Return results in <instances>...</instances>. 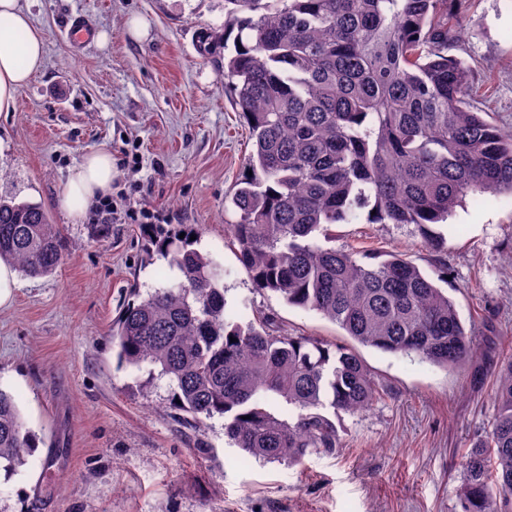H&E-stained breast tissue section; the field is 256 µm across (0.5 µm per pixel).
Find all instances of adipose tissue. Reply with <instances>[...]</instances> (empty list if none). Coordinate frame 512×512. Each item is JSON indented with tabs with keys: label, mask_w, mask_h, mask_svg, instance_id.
Here are the masks:
<instances>
[{
	"label": "adipose tissue",
	"mask_w": 512,
	"mask_h": 512,
	"mask_svg": "<svg viewBox=\"0 0 512 512\" xmlns=\"http://www.w3.org/2000/svg\"><path fill=\"white\" fill-rule=\"evenodd\" d=\"M44 41L21 0H0V112L15 109L16 97L43 66ZM114 163L109 150L91 151L70 169L54 203L75 222L112 190Z\"/></svg>",
	"instance_id": "obj_1"
}]
</instances>
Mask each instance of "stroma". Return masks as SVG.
Segmentation results:
<instances>
[{
    "label": "stroma",
    "mask_w": 512,
    "mask_h": 512,
    "mask_svg": "<svg viewBox=\"0 0 512 512\" xmlns=\"http://www.w3.org/2000/svg\"><path fill=\"white\" fill-rule=\"evenodd\" d=\"M44 38V65L0 114V195L41 205L58 224L64 261L48 277L20 276L0 308V388L39 439L26 465L0 476V512H458L462 456L494 413L497 348L512 344V195L467 199L444 230L449 296L474 322L477 350L460 370L357 346L385 395L342 416L341 446L303 463L242 459L224 420L183 424L168 378L121 368L111 329L131 289L170 281L141 261L139 224L71 223L53 200L69 170L111 151L118 214L148 210L192 226L224 269L226 309L246 322L275 317L286 332L350 345L335 323L255 289L228 232L252 149L224 69L199 54L202 31L223 32L224 0H22ZM468 38L455 55L473 71L487 120L512 130V0H467ZM96 40L77 47L69 16ZM149 23L147 37L129 30ZM139 162L128 165L124 151ZM337 246L395 251L428 275L437 256L411 225L339 224ZM51 459L50 470L41 462Z\"/></svg>",
    "instance_id": "1"
}]
</instances>
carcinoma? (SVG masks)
I'll list each match as a JSON object with an SVG mask.
<instances>
[{"instance_id": "1", "label": "carcinoma", "mask_w": 512, "mask_h": 512, "mask_svg": "<svg viewBox=\"0 0 512 512\" xmlns=\"http://www.w3.org/2000/svg\"><path fill=\"white\" fill-rule=\"evenodd\" d=\"M224 84L249 125L252 174L232 196L237 257L254 287L315 311L360 345L460 369L475 339L448 291L398 254L360 256L327 245L331 228L412 224L434 252L468 196L512 193V130L471 104L465 0H227ZM148 260L174 283L132 299L112 323L117 365L148 364L173 384L171 404L196 425L220 416L249 457L300 464L339 446L336 421L366 411L380 387L356 352L284 334L259 315L225 316L224 270L190 240L147 232ZM0 260L45 277L64 260L57 225L38 205L0 196ZM235 341H230V338ZM495 413L464 452L461 512H512V350L494 369ZM278 399L288 417L269 408ZM0 389V469L37 448Z\"/></svg>"}]
</instances>
